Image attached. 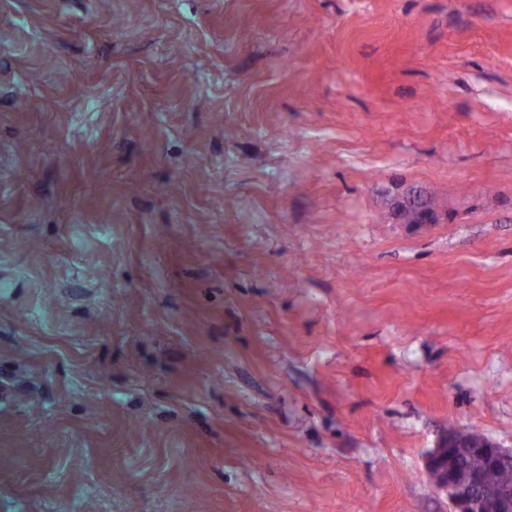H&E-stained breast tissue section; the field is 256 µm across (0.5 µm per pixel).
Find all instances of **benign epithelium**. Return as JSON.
<instances>
[{"label":"benign epithelium","mask_w":512,"mask_h":512,"mask_svg":"<svg viewBox=\"0 0 512 512\" xmlns=\"http://www.w3.org/2000/svg\"><path fill=\"white\" fill-rule=\"evenodd\" d=\"M512 464L505 448L476 431L450 430L425 456L435 487L446 493L451 512H512V486L490 485L486 472Z\"/></svg>","instance_id":"benign-epithelium-1"}]
</instances>
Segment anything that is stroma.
I'll return each instance as SVG.
<instances>
[{
  "mask_svg": "<svg viewBox=\"0 0 512 512\" xmlns=\"http://www.w3.org/2000/svg\"><path fill=\"white\" fill-rule=\"evenodd\" d=\"M451 426L512 448V0H0V512H449Z\"/></svg>",
  "mask_w": 512,
  "mask_h": 512,
  "instance_id": "stroma-1",
  "label": "stroma"
}]
</instances>
